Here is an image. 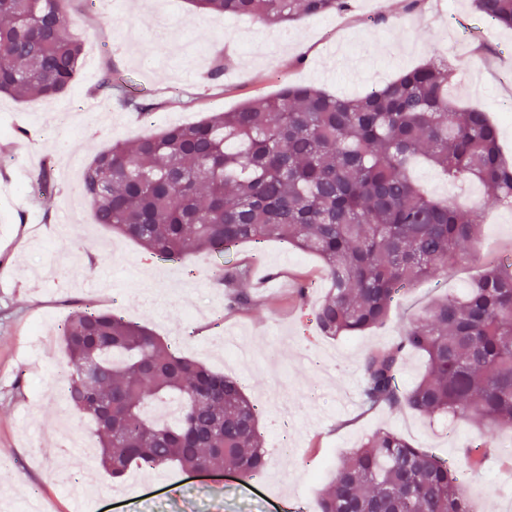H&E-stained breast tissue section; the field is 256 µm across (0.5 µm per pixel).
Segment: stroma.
I'll list each match as a JSON object with an SVG mask.
<instances>
[{"mask_svg":"<svg viewBox=\"0 0 512 512\" xmlns=\"http://www.w3.org/2000/svg\"><path fill=\"white\" fill-rule=\"evenodd\" d=\"M70 29L99 53L83 64L69 91L47 103L0 97V512L35 497L46 512H73L70 474L82 467L100 494L87 512H299L312 504L341 459L370 433L390 429L449 459L465 474L474 512H512V436L464 460L483 426L458 417L428 419L404 410L364 411L359 402L366 354L390 343L435 296L457 295L483 269L512 253V210L485 207L480 187L451 182L418 166L434 197L477 211L484 225L481 258L462 260L448 277L402 295L389 322L364 335L321 336L313 310L326 288L319 259L269 241L243 245L232 259L255 286L250 308L228 307L222 260L196 255L160 262L136 243L96 224L79 196L78 172L112 142L189 123L276 94L287 84H316L339 95L361 94L435 58L452 61L459 105L489 112L512 161V29L487 24L471 0H351L348 11L305 17L288 26L244 18L229 24L189 9L185 0H115L101 6L71 0ZM223 58L221 84L206 81ZM129 78L155 103L149 118L107 95L104 72ZM74 121L46 127L59 109ZM46 193L20 194L42 168ZM308 286L299 298V286ZM112 306L164 341L193 331L184 353L235 378L260 405L268 466L262 477H196L176 467L143 474L123 501L109 500L110 476L80 453L95 442L92 423L70 404L67 361L57 320L80 304ZM44 319L47 341L34 342Z\"/></svg>","mask_w":512,"mask_h":512,"instance_id":"obj_1","label":"stroma"}]
</instances>
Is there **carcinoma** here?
I'll return each instance as SVG.
<instances>
[{
  "instance_id": "obj_1",
  "label": "carcinoma",
  "mask_w": 512,
  "mask_h": 512,
  "mask_svg": "<svg viewBox=\"0 0 512 512\" xmlns=\"http://www.w3.org/2000/svg\"><path fill=\"white\" fill-rule=\"evenodd\" d=\"M70 0H0V93L50 100L81 67L83 43L68 32ZM224 20L286 25L347 8L348 0H189ZM475 11L512 28V0H474ZM452 68L429 60L355 96L287 84L277 94L118 141L81 174L95 223L181 263L276 238L323 262L327 291L314 309L326 337L360 336L387 323L400 294L477 258L481 225L462 207L429 197L416 160L448 180L468 179L486 202L512 208V163L487 113L453 99ZM247 271L224 272L230 304L251 297ZM69 396L96 425L95 463L112 479L132 467L230 468L254 478L267 449L256 405L238 382L177 352L148 327L88 304L63 324ZM425 356L410 388L405 356ZM362 404L477 419L488 452L512 429V263L486 268L458 296L431 303L362 363ZM175 403L172 422L144 415ZM315 512H472L460 471L394 431L352 449L319 494Z\"/></svg>"
}]
</instances>
